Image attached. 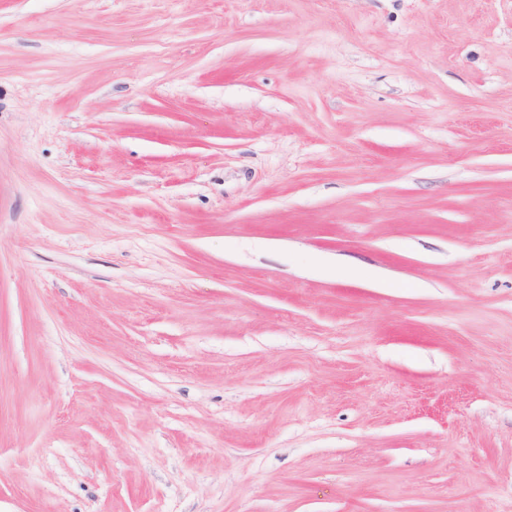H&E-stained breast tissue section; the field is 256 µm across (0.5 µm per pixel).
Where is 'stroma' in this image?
<instances>
[{
	"instance_id": "1",
	"label": "stroma",
	"mask_w": 512,
	"mask_h": 512,
	"mask_svg": "<svg viewBox=\"0 0 512 512\" xmlns=\"http://www.w3.org/2000/svg\"><path fill=\"white\" fill-rule=\"evenodd\" d=\"M0 512H512V0H0Z\"/></svg>"
}]
</instances>
